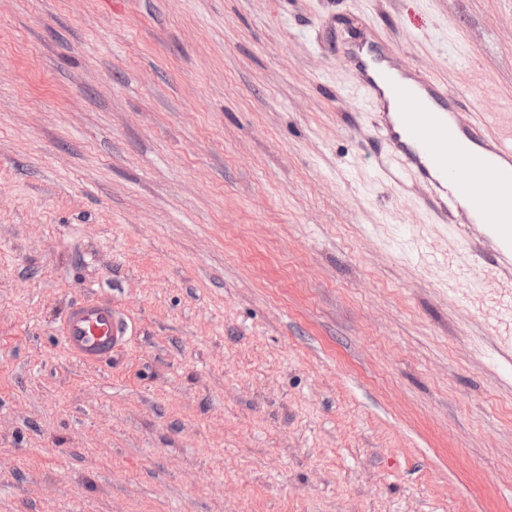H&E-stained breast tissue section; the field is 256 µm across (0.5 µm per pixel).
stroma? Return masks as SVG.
<instances>
[{
	"mask_svg": "<svg viewBox=\"0 0 512 512\" xmlns=\"http://www.w3.org/2000/svg\"><path fill=\"white\" fill-rule=\"evenodd\" d=\"M362 27L512 114V0H0V512H512L504 261L381 168ZM127 329L112 304L86 299L69 311L61 336L73 357L82 362H98L126 341Z\"/></svg>",
	"mask_w": 512,
	"mask_h": 512,
	"instance_id": "35a3bbf8",
	"label": "stroma"
}]
</instances>
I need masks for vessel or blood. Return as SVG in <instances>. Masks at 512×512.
I'll use <instances>...</instances> for the list:
<instances>
[{
    "instance_id": "1",
    "label": "vessel or blood",
    "mask_w": 512,
    "mask_h": 512,
    "mask_svg": "<svg viewBox=\"0 0 512 512\" xmlns=\"http://www.w3.org/2000/svg\"><path fill=\"white\" fill-rule=\"evenodd\" d=\"M345 53L362 93L380 105L379 130L402 173L423 184L426 203L442 224H494L512 248V130L487 135L485 116L468 121L447 85L396 66L382 40L359 31ZM67 351L83 362L110 356L127 336L111 304L88 299L75 305L61 327Z\"/></svg>"
}]
</instances>
